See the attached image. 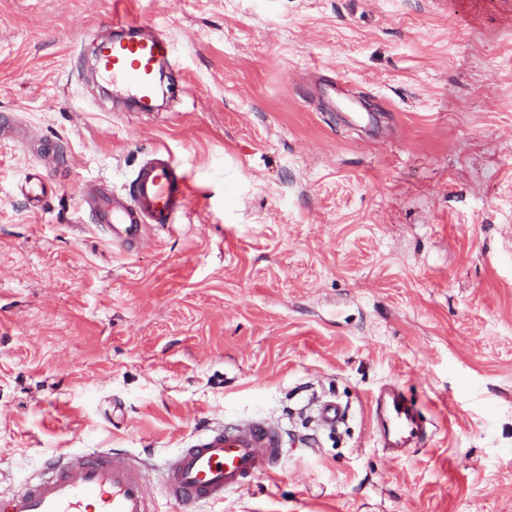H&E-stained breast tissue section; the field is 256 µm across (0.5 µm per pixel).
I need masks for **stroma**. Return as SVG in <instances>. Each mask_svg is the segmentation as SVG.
<instances>
[{"mask_svg": "<svg viewBox=\"0 0 512 512\" xmlns=\"http://www.w3.org/2000/svg\"><path fill=\"white\" fill-rule=\"evenodd\" d=\"M113 8L0 0V113L74 157L33 208L0 140V491L259 416L277 474L205 512H512V0H129L179 54L149 113L89 74ZM157 150L189 206L128 252L81 195ZM380 432L395 448H402L424 436L419 412L414 403L402 392L393 391L381 401L379 413Z\"/></svg>", "mask_w": 512, "mask_h": 512, "instance_id": "stroma-1", "label": "stroma"}]
</instances>
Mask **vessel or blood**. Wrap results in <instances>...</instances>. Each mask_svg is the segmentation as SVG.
<instances>
[{"label":"vessel or blood","instance_id":"1","mask_svg":"<svg viewBox=\"0 0 512 512\" xmlns=\"http://www.w3.org/2000/svg\"><path fill=\"white\" fill-rule=\"evenodd\" d=\"M112 26L126 36L98 46V68L131 88L142 106H150L155 66L161 60L176 64L175 49L164 36L142 34L124 12L114 11ZM0 138L34 149L40 158L60 154L57 143L32 136L10 115L0 117ZM22 192L38 206L48 193L45 176L32 173ZM86 202L110 242L140 251L149 245L148 230L173 223L187 209L189 186L180 167L157 151L137 168L126 192L90 196ZM379 426L396 448L424 436L414 403L396 391L381 403ZM282 448L280 429L263 418L207 429L166 460L164 488L192 510L222 501L226 492L275 473ZM146 468L141 458L112 449L62 453L47 459L25 487L0 493V512H150Z\"/></svg>","mask_w":512,"mask_h":512}]
</instances>
